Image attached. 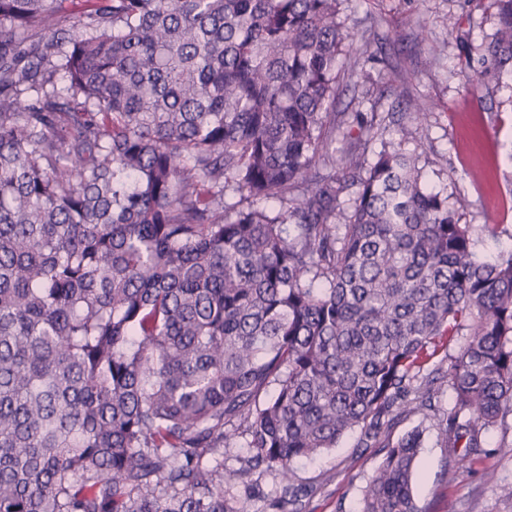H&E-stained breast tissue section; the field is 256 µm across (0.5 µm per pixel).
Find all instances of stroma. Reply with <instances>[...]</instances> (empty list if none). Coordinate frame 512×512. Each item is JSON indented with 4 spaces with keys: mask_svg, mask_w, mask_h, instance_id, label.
I'll use <instances>...</instances> for the list:
<instances>
[{
    "mask_svg": "<svg viewBox=\"0 0 512 512\" xmlns=\"http://www.w3.org/2000/svg\"><path fill=\"white\" fill-rule=\"evenodd\" d=\"M354 51L342 73L365 62L367 76L344 83L342 104L354 112H383V138L412 126L413 99L431 104L425 129L406 147L431 182L464 197L467 224H495L497 238L478 245L491 256L512 247V83L485 87L471 78L465 45H480L491 30L488 0H346ZM358 433L337 448L295 466L296 483L309 487L303 512H359L366 485L381 462ZM492 452L471 471L457 470L445 449L427 437L414 486L422 512H512V433L491 432Z\"/></svg>",
    "mask_w": 512,
    "mask_h": 512,
    "instance_id": "35a3bbf8",
    "label": "stroma"
}]
</instances>
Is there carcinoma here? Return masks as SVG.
<instances>
[{
    "mask_svg": "<svg viewBox=\"0 0 512 512\" xmlns=\"http://www.w3.org/2000/svg\"><path fill=\"white\" fill-rule=\"evenodd\" d=\"M68 2L0 0V512H245L232 447L302 512L294 463L355 430L360 512H422L427 431L464 471L512 428V249L376 113L332 149L344 0Z\"/></svg>",
    "mask_w": 512,
    "mask_h": 512,
    "instance_id": "cac0c4a2",
    "label": "carcinoma"
}]
</instances>
